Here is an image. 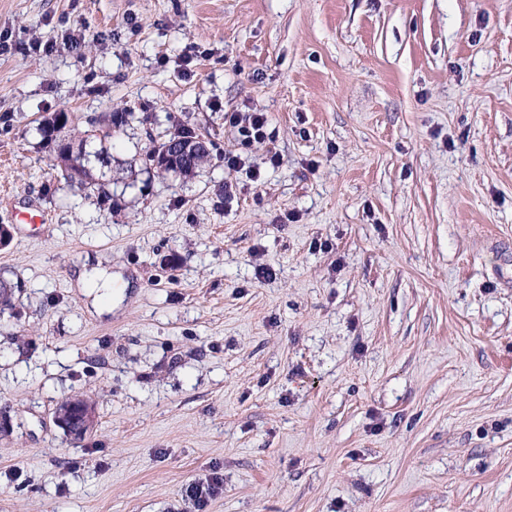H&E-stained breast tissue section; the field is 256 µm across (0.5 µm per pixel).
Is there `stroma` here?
Listing matches in <instances>:
<instances>
[{"label":"stroma","mask_w":512,"mask_h":512,"mask_svg":"<svg viewBox=\"0 0 512 512\" xmlns=\"http://www.w3.org/2000/svg\"><path fill=\"white\" fill-rule=\"evenodd\" d=\"M0 41V512H512V0H0ZM56 112L123 117L109 201ZM225 121H229L234 127L238 126V132L241 136V145L248 146L253 142L260 141L265 138V129L267 119L262 112H253L244 119L240 118L238 112L225 113ZM84 139H81L76 149L58 148L60 143L56 144V158L61 163V172L68 182L78 180L83 181L87 177L85 166L81 164L83 159L82 147ZM202 146H205V144L201 139L196 142L172 143L164 147L157 145L152 149L150 159H153L154 164L159 165L163 170L173 173L175 176H180L179 160L200 153ZM54 421L67 435L73 438H81L93 429L96 421V411L87 400L72 398L62 403L55 410ZM222 490L223 482L215 477L189 484L185 490V496L193 501L199 509H203L209 500L222 492Z\"/></svg>","instance_id":"35a3bbf8"}]
</instances>
